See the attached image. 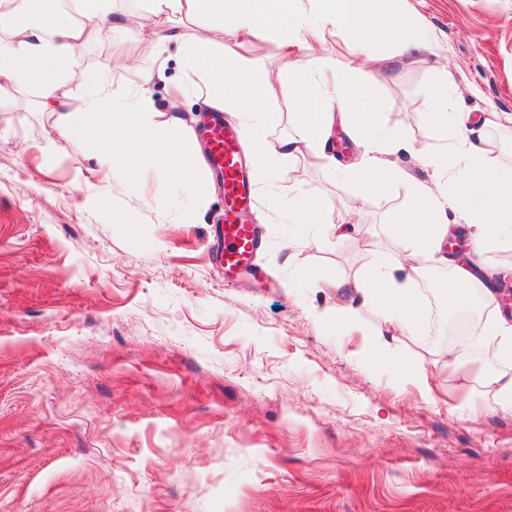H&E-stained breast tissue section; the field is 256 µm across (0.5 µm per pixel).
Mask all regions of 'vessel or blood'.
Listing matches in <instances>:
<instances>
[{"mask_svg":"<svg viewBox=\"0 0 512 512\" xmlns=\"http://www.w3.org/2000/svg\"><path fill=\"white\" fill-rule=\"evenodd\" d=\"M205 138L211 167L224 182V244L219 259L225 278L232 279L255 269L261 246L259 226L245 220L252 205L243 164L248 141L219 121L206 131Z\"/></svg>","mask_w":512,"mask_h":512,"instance_id":"b4317fda","label":"vessel or blood"}]
</instances>
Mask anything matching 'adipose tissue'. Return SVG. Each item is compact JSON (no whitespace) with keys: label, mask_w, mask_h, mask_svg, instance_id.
I'll return each instance as SVG.
<instances>
[{"label":"adipose tissue","mask_w":512,"mask_h":512,"mask_svg":"<svg viewBox=\"0 0 512 512\" xmlns=\"http://www.w3.org/2000/svg\"><path fill=\"white\" fill-rule=\"evenodd\" d=\"M114 0H75V12L59 0H32L38 18L21 22L17 0H0V112L14 106V90L33 86L39 109L55 115L60 130L80 129L92 143V157L113 180L137 182L147 169L168 174L186 195H194V177L205 167L198 140L187 133L181 116H159L144 86L155 72L142 75L143 88L110 87L116 106L77 95L62 74L77 49L102 40L112 30H132L158 51L176 45L182 71L206 84L204 107L236 114L249 139L259 183L273 191L271 171L315 160L338 182L354 187L360 200L387 195L407 184L408 201L390 217L393 234L405 244L394 254L367 249L365 274L350 293L360 307L382 306L387 320L406 335L422 327L416 284L428 262L447 266L448 281L439 285L449 313L468 308L474 295L486 305L496 298L495 280L512 274L500 264L470 266L448 256L444 244L451 225L471 227L470 247L478 255L512 236V161L491 148L488 136L512 129V114L472 108L458 93L447 67L436 68L437 81L426 104L440 145L423 162L434 184L409 180L395 161L407 141L381 120L370 88L390 78L393 64L429 38L422 20L408 13L407 0H146L137 17L115 9ZM269 29L285 31L278 44L281 62L274 81L253 76L255 38ZM338 29L353 44L345 66L312 52L325 33ZM389 51L376 55L374 42ZM279 85L294 107V131L269 139L268 95ZM355 147V162L341 164L334 151L337 133ZM288 221L318 224L344 238L329 203L319 197L288 201ZM481 350L498 367L488 370L473 359ZM448 369L463 383L477 382L483 394H470L471 412L489 405L512 408V318L496 313L483 321L474 340L448 349Z\"/></svg>","instance_id":"ef3b65f1"}]
</instances>
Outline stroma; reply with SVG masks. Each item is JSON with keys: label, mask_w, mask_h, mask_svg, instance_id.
<instances>
[{"label": "stroma", "mask_w": 512, "mask_h": 512, "mask_svg": "<svg viewBox=\"0 0 512 512\" xmlns=\"http://www.w3.org/2000/svg\"><path fill=\"white\" fill-rule=\"evenodd\" d=\"M409 4L431 39L377 97L414 148L398 163L427 183L434 65L469 106L512 113V0ZM104 61L127 87L164 70L149 95L196 132L206 87L175 51L112 31L76 51L70 87L94 92ZM36 102L23 88L0 112V512H512V409L449 411L461 387L431 329L401 335L336 291L363 270L355 240L404 252L389 222L405 186L361 203L319 166L282 167L275 196L255 194L271 283L228 282L208 249L224 221L211 171L195 206L152 171L108 185ZM292 193L330 198L352 236L289 223ZM378 333L426 364L434 395L373 358Z\"/></svg>", "instance_id": "obj_1"}]
</instances>
